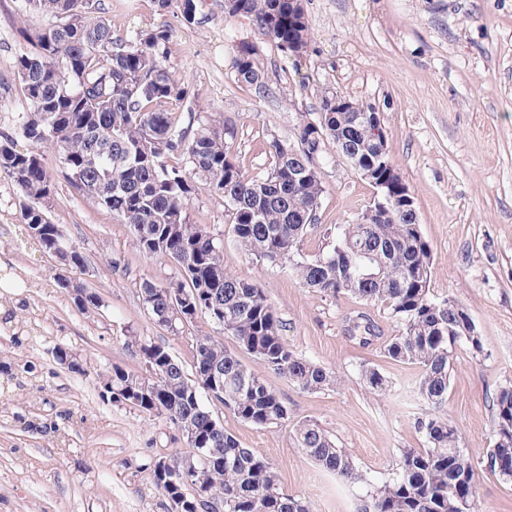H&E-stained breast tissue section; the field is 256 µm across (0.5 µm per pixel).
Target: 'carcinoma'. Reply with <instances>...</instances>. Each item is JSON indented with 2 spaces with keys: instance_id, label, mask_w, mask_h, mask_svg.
I'll return each instance as SVG.
<instances>
[{
  "instance_id": "carcinoma-1",
  "label": "carcinoma",
  "mask_w": 512,
  "mask_h": 512,
  "mask_svg": "<svg viewBox=\"0 0 512 512\" xmlns=\"http://www.w3.org/2000/svg\"><path fill=\"white\" fill-rule=\"evenodd\" d=\"M159 11L178 9L196 23L197 0H155ZM234 14H246L283 53L297 43L308 52L311 33L305 8L296 0H224ZM93 0H20L19 32L31 50L15 60L28 102L19 125L28 147L0 134V174L22 197V220L41 248L61 265L81 271L80 248L64 241L48 212L63 177L72 191L112 211L129 226L130 243L147 258H167L178 274L169 281L144 280L142 304L159 326L178 334L202 315L248 354L304 391L337 384L335 373L297 353L282 335L283 323L262 288L224 268L220 243L203 224L191 222L189 205L196 181L224 197L234 237L249 255L276 263L292 256L298 240L318 223L324 187L310 164L327 147L353 152L391 182L396 168L389 147L373 140L368 105L349 97L336 106L324 93L316 124L301 122L296 140L274 135L266 142L268 169L250 177L224 145V120L216 112H191L183 124L170 107L191 108L190 85L170 70V37L164 28L121 36ZM239 82L264 84L254 47L243 45L233 60ZM60 166H47L44 149ZM430 245L410 212L392 204L382 224H347L327 253L295 264L307 288L331 296L346 294L380 303L398 324L384 346L391 360L418 366L420 395L432 410L415 418L426 447L402 450L391 479L367 492L361 512H464L463 499L478 496L477 466L459 447L456 428L444 412L451 357L464 345L477 356L482 341L467 309L429 288ZM64 290L83 312L103 306L101 295L79 278ZM350 337L366 346L377 326L365 315L350 320ZM191 370L163 345L145 336L126 337L140 369L114 365L99 374L103 396L155 415L185 434L186 448L153 465L156 487L174 512H312L286 495L271 463L244 448L224 430L215 410L225 409L256 426L288 419V410L265 380L256 376L220 337L203 330L192 336ZM59 363L85 371L71 349L56 350ZM361 378L375 395L391 390L388 377L366 367ZM293 440L324 469L362 482L353 457L315 423L293 425ZM206 448L205 458L195 453ZM488 470L512 480V385L496 394L495 435Z\"/></svg>"
}]
</instances>
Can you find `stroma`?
Wrapping results in <instances>:
<instances>
[{"mask_svg":"<svg viewBox=\"0 0 512 512\" xmlns=\"http://www.w3.org/2000/svg\"><path fill=\"white\" fill-rule=\"evenodd\" d=\"M116 32L164 26L170 66L195 91L197 108L223 115L225 143L246 174L268 167L269 136L291 141L300 113L316 118L324 92L380 106L394 165L414 199L433 255L430 289L466 307L482 340L472 356L458 349L448 391V420L459 445L485 463L493 445L497 391L512 383V0H305L311 32L301 62L285 56L252 22L224 10V0H198L196 22L159 12L154 0H99ZM17 0H0V132L19 136L26 111L15 58L28 45L16 28ZM252 45L265 72L263 90L237 82L233 58ZM325 192L318 223L292 258L276 263L236 244L223 197L198 183L193 223L207 225L224 247V267L256 280L284 323L283 336L309 360L335 371L336 387L303 391L240 349L224 346L264 379L288 409V421L266 427L227 411L219 418L243 447L254 449L279 475L284 493L313 512H358L369 486L388 480L402 449L424 439L413 427L427 402L417 366L393 361L383 347L397 327L385 306L303 287L294 264L336 242V229L358 222L373 188L342 158L322 162ZM49 217L86 258L82 279L103 305L82 313L53 284L61 267L21 235L16 186L0 175V512H172L156 488V459L184 447L165 419L109 401L97 374L138 360L124 347L137 333L165 345L182 362L191 357L196 319L175 335L142 304L138 283L166 281L173 263L148 259L129 244V230L103 207L59 184ZM118 266L104 271L106 259ZM365 313L380 330L368 346L350 340L349 316ZM81 353L85 373L55 359L57 347ZM378 368L393 385L369 392L363 367ZM317 423L350 453L366 477L351 483L316 464L292 442V425Z\"/></svg>","mask_w":512,"mask_h":512,"instance_id":"stroma-1","label":"stroma"}]
</instances>
